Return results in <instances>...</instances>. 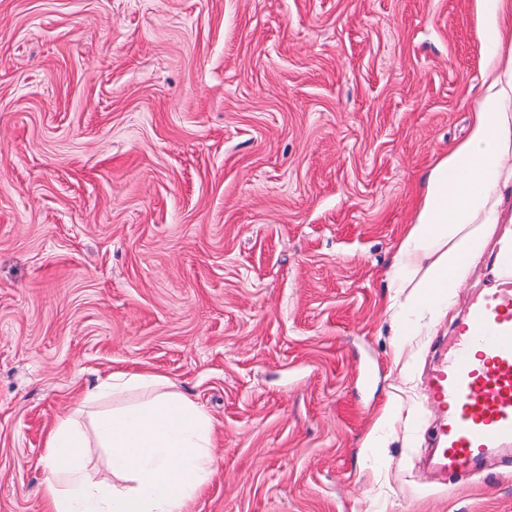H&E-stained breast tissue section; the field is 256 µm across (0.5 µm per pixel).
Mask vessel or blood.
Returning <instances> with one entry per match:
<instances>
[{
    "label": "vessel or blood",
    "instance_id": "vessel-or-blood-1",
    "mask_svg": "<svg viewBox=\"0 0 512 512\" xmlns=\"http://www.w3.org/2000/svg\"><path fill=\"white\" fill-rule=\"evenodd\" d=\"M442 414L438 466L467 478L493 450L512 446V233L495 249L482 294L473 300L429 380Z\"/></svg>",
    "mask_w": 512,
    "mask_h": 512
}]
</instances>
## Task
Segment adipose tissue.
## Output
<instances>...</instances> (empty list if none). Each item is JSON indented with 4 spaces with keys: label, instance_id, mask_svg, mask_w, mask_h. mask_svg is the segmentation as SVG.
I'll use <instances>...</instances> for the list:
<instances>
[{
    "label": "adipose tissue",
    "instance_id": "obj_1",
    "mask_svg": "<svg viewBox=\"0 0 512 512\" xmlns=\"http://www.w3.org/2000/svg\"><path fill=\"white\" fill-rule=\"evenodd\" d=\"M511 152L512 113L493 78L469 140L431 168L399 243L389 308L402 335H417L419 314L462 284L493 225L492 195ZM163 384L156 375L112 373L86 397L85 416L57 425L45 448L51 512H188L217 471L214 426L199 404ZM90 446L103 450L104 472L89 469Z\"/></svg>",
    "mask_w": 512,
    "mask_h": 512
}]
</instances>
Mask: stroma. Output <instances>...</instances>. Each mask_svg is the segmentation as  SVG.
Instances as JSON below:
<instances>
[{
  "label": "stroma",
  "mask_w": 512,
  "mask_h": 512,
  "mask_svg": "<svg viewBox=\"0 0 512 512\" xmlns=\"http://www.w3.org/2000/svg\"><path fill=\"white\" fill-rule=\"evenodd\" d=\"M486 57L474 0H0V512H47L48 438L116 371L211 416L191 512H512V450L425 458L512 157L462 288L417 336L388 308Z\"/></svg>",
  "instance_id": "35a3bbf8"
}]
</instances>
